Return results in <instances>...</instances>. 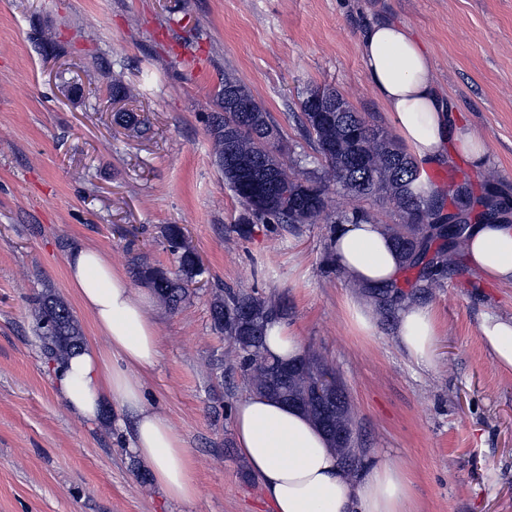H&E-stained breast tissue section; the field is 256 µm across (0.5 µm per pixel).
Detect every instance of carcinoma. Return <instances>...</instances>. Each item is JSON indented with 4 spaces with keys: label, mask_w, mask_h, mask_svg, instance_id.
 <instances>
[{
    "label": "carcinoma",
    "mask_w": 512,
    "mask_h": 512,
    "mask_svg": "<svg viewBox=\"0 0 512 512\" xmlns=\"http://www.w3.org/2000/svg\"><path fill=\"white\" fill-rule=\"evenodd\" d=\"M320 88H310L301 101L299 123L312 150L318 155L321 172L308 175L282 160V128L256 101L250 89L233 75H225L217 94L220 111L208 121L217 165L243 213L233 232L246 237L253 224H278L294 232L301 224L293 222L295 208L307 213L306 223L323 220L349 224L369 221L370 214L354 209L335 215L330 210L327 182L340 184L348 194L363 199L374 197L392 203L402 213L403 223L390 232L405 266L419 269V294L439 285L438 277L457 271L454 256L459 251L465 225L457 216L442 213L443 202L432 208L421 206L423 195L416 162L382 129L364 114L345 105L344 112L329 119L311 111ZM362 143L372 144L364 155ZM448 198L459 209L468 206L470 191L465 184H449ZM169 252L175 256L174 275L147 262L136 266V278L150 287L171 311L192 301L191 285L203 274L199 257L184 244L183 228H165ZM443 244L431 250L434 241ZM284 303L223 288L213 294L211 318L214 329L238 352V363L251 389L265 393L304 411L329 436L336 451L351 470L358 467L353 452V412L345 389L336 387L332 395L318 396L315 383L325 373L315 351L296 363L269 358L263 351L264 336L272 320L283 315ZM44 354L59 364L84 345L79 323L67 303L47 291L32 301Z\"/></svg>",
    "instance_id": "carcinoma-1"
}]
</instances>
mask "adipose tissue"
Masks as SVG:
<instances>
[{
    "label": "adipose tissue",
    "instance_id": "1",
    "mask_svg": "<svg viewBox=\"0 0 512 512\" xmlns=\"http://www.w3.org/2000/svg\"><path fill=\"white\" fill-rule=\"evenodd\" d=\"M358 52L368 83L390 112L406 153L420 165L447 160L446 143L467 155L475 167L487 157L485 139L457 123L452 107L441 100L428 50L402 23L377 19L363 23ZM461 249L483 279L512 284V224L501 221L467 228ZM329 255L346 281L368 292L391 285L403 265L383 225L353 222L336 225ZM67 277L108 351L87 346L54 371L68 409L94 419L105 401L118 403L119 430L127 447L151 472L165 497L189 506L198 495L193 463L170 420L145 401L142 374L160 356L156 324L147 293L130 286L97 249L75 246ZM480 330L497 364L512 370V318L485 315ZM397 343L411 363L432 369L439 321L431 307L403 302L396 313ZM265 349L286 362L303 357L296 330L278 319L269 325ZM235 443L260 483L273 512H410L412 480L408 471L388 462L353 473L342 463L329 437L303 411L251 391L233 408Z\"/></svg>",
    "mask_w": 512,
    "mask_h": 512
}]
</instances>
